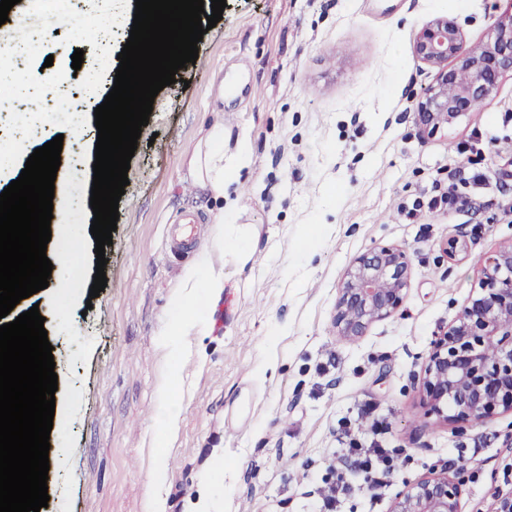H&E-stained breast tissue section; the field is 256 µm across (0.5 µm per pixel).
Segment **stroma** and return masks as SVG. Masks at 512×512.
Segmentation results:
<instances>
[{"mask_svg":"<svg viewBox=\"0 0 512 512\" xmlns=\"http://www.w3.org/2000/svg\"><path fill=\"white\" fill-rule=\"evenodd\" d=\"M512 0H226L198 42L196 63L154 99L130 161L117 229L105 249L107 285L91 297L97 259L90 226L95 146L70 137L81 88H106L132 28L135 5L71 0L43 9L45 33L13 53L15 24L0 25V64L52 59L69 78L42 95L63 134L54 182L65 196L69 237L83 255L68 293L41 290L14 308L38 307L53 347L56 407L43 512H312L348 439L402 449L407 460L372 489L351 482L337 512H390L405 485L431 467L463 459L480 471L464 512H498L512 487V415L465 433L426 416L423 359L434 336L477 289L488 255L512 242V75L480 109L460 113L430 137L416 107L436 70L413 43L429 21L454 19L468 44L494 36ZM107 39L83 44L89 15ZM84 51L80 70L60 45ZM224 110V162L250 152L241 186L224 202L193 182L188 160L215 108ZM485 176L470 181L472 173ZM456 181L462 207L430 206L435 185ZM198 219L192 244L171 251L174 221ZM239 236L246 256L212 250L224 273L213 300L181 296L185 267L211 243L213 223ZM311 237L310 251L300 241ZM462 249L446 252L450 238ZM381 246L406 248L411 279L402 308L344 339L333 324L350 262ZM186 318L179 335L164 324ZM183 402L176 426L171 400ZM381 423V434L371 424ZM165 467L161 485L150 482Z\"/></svg>","mask_w":512,"mask_h":512,"instance_id":"obj_1","label":"stroma"}]
</instances>
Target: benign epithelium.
<instances>
[{
    "instance_id": "benign-epithelium-1",
    "label": "benign epithelium",
    "mask_w": 512,
    "mask_h": 512,
    "mask_svg": "<svg viewBox=\"0 0 512 512\" xmlns=\"http://www.w3.org/2000/svg\"><path fill=\"white\" fill-rule=\"evenodd\" d=\"M414 52L437 69L435 85L417 106L420 123L433 133L490 98L500 77L512 73V13L499 18L494 39L478 47L467 45L454 20L435 19L418 33ZM410 278L404 248L377 247L356 257L339 288L338 335L356 338L394 314ZM490 343L492 355L486 353ZM422 391L427 412L459 433L497 413L512 414V243L489 258L475 294L431 343ZM462 494L459 477L433 469L402 491L390 512H461Z\"/></svg>"
}]
</instances>
